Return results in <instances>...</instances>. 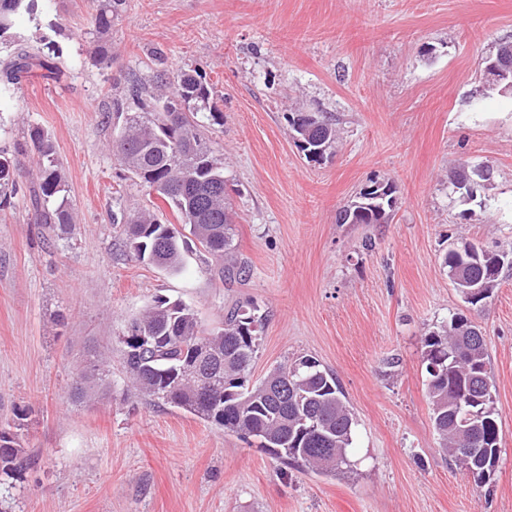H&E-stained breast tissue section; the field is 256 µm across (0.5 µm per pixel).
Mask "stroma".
<instances>
[{
  "label": "stroma",
  "mask_w": 512,
  "mask_h": 512,
  "mask_svg": "<svg viewBox=\"0 0 512 512\" xmlns=\"http://www.w3.org/2000/svg\"><path fill=\"white\" fill-rule=\"evenodd\" d=\"M94 9L41 0L0 49V63L21 46L53 66L0 82V151L18 165L0 202V428L30 411L13 512H512V270L476 316L501 430L488 482L441 450L421 354L423 336L463 309L448 249H512V91L483 83L485 58L512 42V0H125L103 45ZM179 68L203 75L224 116L203 133L234 212L244 271L233 282L213 280L196 246L179 276L125 253L124 215L178 217L113 155L114 104L133 110L131 79ZM297 112L335 118L331 158H305ZM33 125L65 174L76 230L62 240L34 221ZM463 164L493 169L471 201L449 183ZM372 178L398 188L392 219L337 223ZM158 297L192 305L207 328L233 303L257 306L251 380L301 353L332 370L356 419L352 472L278 460L135 391L120 339ZM92 357L111 387L72 402Z\"/></svg>",
  "instance_id": "35a3bbf8"
}]
</instances>
